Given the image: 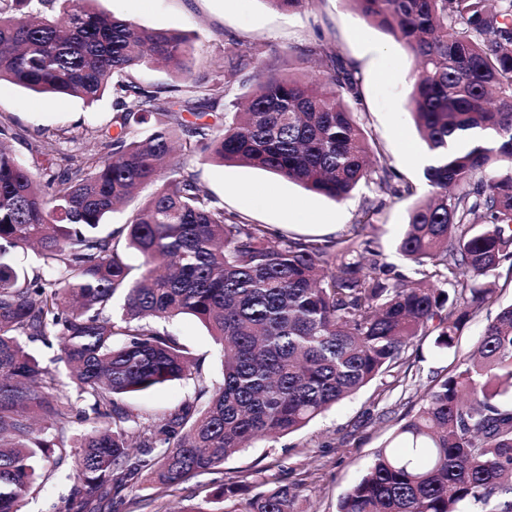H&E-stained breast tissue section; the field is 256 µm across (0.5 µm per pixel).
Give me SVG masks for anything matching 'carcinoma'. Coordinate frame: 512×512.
<instances>
[{
	"label": "carcinoma",
	"mask_w": 512,
	"mask_h": 512,
	"mask_svg": "<svg viewBox=\"0 0 512 512\" xmlns=\"http://www.w3.org/2000/svg\"><path fill=\"white\" fill-rule=\"evenodd\" d=\"M0 0V81L50 100L112 93L106 149L86 145L56 168L57 143L21 161L0 124V512H21L47 481L40 463L80 448L66 512L143 509L263 437L295 433L377 379L405 382L399 355L436 333L455 346L512 266V0H348L415 62L409 109L430 164L429 197L397 242L413 275H390L358 230L335 240L274 241L263 224L228 213L176 155L281 175L336 202L360 185L412 193L369 168L370 144L350 103L359 83L323 44L306 50L320 75L303 80L268 62L231 102L223 127L203 121L226 97L239 54L192 78L191 44L94 7L97 0ZM162 64L190 88L134 73ZM194 117L190 121L187 116ZM152 197L125 224L100 227L144 185ZM32 248L28 271L14 253ZM141 259L131 277L130 256ZM198 318L223 352L222 382L153 322ZM59 346L74 394L29 349ZM193 401L151 418L125 403L181 380ZM338 500L337 512H512V304L490 320L473 354L422 404ZM237 470L207 501L252 483ZM150 483L156 498L129 493ZM246 512H297L287 485L258 492Z\"/></svg>",
	"instance_id": "obj_1"
}]
</instances>
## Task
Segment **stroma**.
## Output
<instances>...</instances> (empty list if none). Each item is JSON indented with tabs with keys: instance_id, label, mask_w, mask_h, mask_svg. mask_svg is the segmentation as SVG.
<instances>
[{
	"instance_id": "obj_1",
	"label": "stroma",
	"mask_w": 512,
	"mask_h": 512,
	"mask_svg": "<svg viewBox=\"0 0 512 512\" xmlns=\"http://www.w3.org/2000/svg\"><path fill=\"white\" fill-rule=\"evenodd\" d=\"M98 7L144 27L190 36L197 77L210 74L227 53L261 48L260 59L231 78L227 95L231 101L247 92L261 61L296 55L315 43L333 50L360 81L362 97L354 112L370 137L375 168L392 169L401 182L414 186L415 196L378 195L363 186L337 202L255 168L220 166L198 155L183 157V166L226 211L266 225L279 237L321 238L328 224L340 236L356 224L363 208L379 207L375 223L366 226L363 237L396 272L411 274L410 264L396 254L394 243L405 229L416 197L428 192L422 160L427 150L407 109L414 63L392 35L367 24L346 0H312L292 12L275 10L265 0H99ZM112 115L108 95L90 105L64 95L47 101L9 82L0 83V121L12 129L11 146L28 164L35 159L34 146L49 136L57 138L60 156L77 154V137L111 124ZM495 282L494 304L474 314L452 350H439L429 336L405 349L404 385L392 387L386 380H376L302 431L254 441L252 447L226 459L224 471L252 470L253 491L294 485L303 512H336L339 495L362 476L396 426L414 414L423 393L471 354L490 314L512 303V269L501 267ZM172 328L191 357L202 360L204 375L221 383L220 348L206 328L191 316L179 318ZM192 394V381H176L130 398L129 404L139 412L163 417ZM76 460L72 453L59 465L44 461V468L54 473L53 480L24 499L22 512H65L68 477Z\"/></svg>"
}]
</instances>
